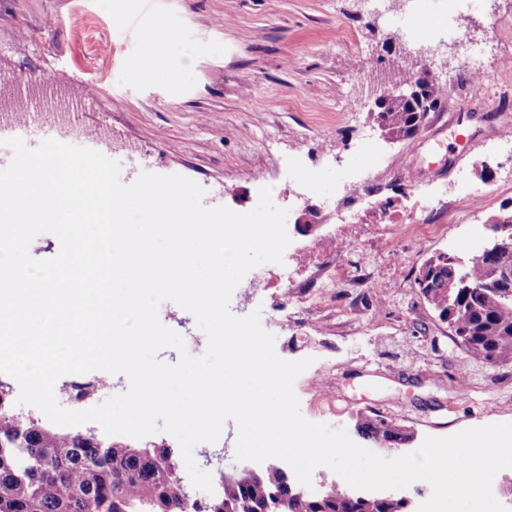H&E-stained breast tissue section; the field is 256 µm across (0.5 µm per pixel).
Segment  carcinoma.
<instances>
[{"label":"carcinoma","instance_id":"obj_1","mask_svg":"<svg viewBox=\"0 0 512 512\" xmlns=\"http://www.w3.org/2000/svg\"><path fill=\"white\" fill-rule=\"evenodd\" d=\"M418 113H381L392 128L411 131ZM512 232L494 240L491 251L464 267V287L448 295L444 278H433L419 295L468 355L512 365ZM359 432L391 442L401 434L391 418L365 416ZM176 460L161 462L154 449L133 452L127 445L87 444L80 433L50 425H33L8 409L0 410V512H190L183 499V480ZM220 499L238 512H259L272 500L268 483L243 485L222 480ZM359 512H402L401 504L379 497L367 499Z\"/></svg>","mask_w":512,"mask_h":512}]
</instances>
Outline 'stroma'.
<instances>
[{"label":"stroma","instance_id":"obj_1","mask_svg":"<svg viewBox=\"0 0 512 512\" xmlns=\"http://www.w3.org/2000/svg\"><path fill=\"white\" fill-rule=\"evenodd\" d=\"M400 14L420 22L396 34ZM153 30L164 34L154 73L131 76ZM391 41L427 49L444 89L440 109L400 142L369 115ZM474 46L477 76L460 66ZM90 82L101 88L95 103L84 99ZM0 95L40 125L97 131L126 184L143 172L178 174L204 189L205 206L239 213L255 208L260 185L280 187L289 251H327L333 231L360 235L345 260L366 286L312 289L289 328L263 298L231 297L234 315L260 311L281 359L311 357L330 372L324 383L309 368L294 383L307 420L345 429L385 458L428 437L512 423V366L475 359L460 382L463 352L414 283L435 254L480 256L488 220L512 207L497 148L512 135V0H410L377 16L367 0H0ZM298 164L312 187L290 181ZM346 173L366 180L340 200ZM307 206L322 222L302 232L295 220ZM372 412L413 431L412 443L362 438L356 422Z\"/></svg>","mask_w":512,"mask_h":512}]
</instances>
